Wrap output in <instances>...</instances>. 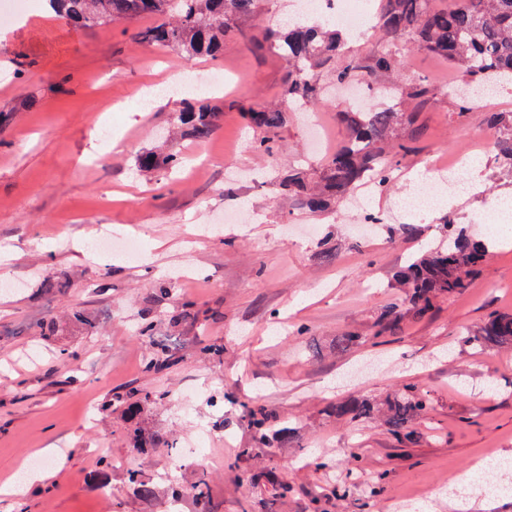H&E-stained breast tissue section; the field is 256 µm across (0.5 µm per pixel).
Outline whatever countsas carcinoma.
<instances>
[{
    "label": "carcinoma",
    "instance_id": "obj_1",
    "mask_svg": "<svg viewBox=\"0 0 512 512\" xmlns=\"http://www.w3.org/2000/svg\"><path fill=\"white\" fill-rule=\"evenodd\" d=\"M60 18L87 27L110 24L116 20L149 18L154 25L140 32L146 43L172 48L187 59L200 56L217 58L224 53V40L236 33L226 23L227 17L250 18L257 14L259 0H46ZM377 31L384 37L410 40L424 50L439 55L464 73L466 86L512 81V0H454L442 6L437 0H381ZM264 39L280 50L287 63L285 96L291 103L314 105L324 97V88L314 69L343 54L342 36L326 20H308L265 28ZM391 72L395 68L393 54L386 50L373 59L370 66L358 59L349 60L335 73L338 84L351 82L363 69ZM250 124L268 131L284 125L285 110L273 106L245 108ZM216 112L206 104H184L179 121L186 137L204 140L214 130ZM404 113L393 107L355 106L353 112H342L339 118L349 131L348 143L328 157L319 180L310 182L302 167L288 170L279 182L280 192L294 196L312 212H322L344 197L357 183L372 178L379 186L391 181L398 163L397 150L403 145L390 140L401 125ZM490 128L499 132L496 140L499 159L512 172V113L495 112ZM142 171L166 172L182 164L176 154L144 152L136 156ZM442 244L420 252L396 270L392 279L405 290V312L422 315L429 312L440 298L452 297L472 287L476 275L490 252V242L471 235L457 224L443 225ZM392 310L383 316L379 329L371 336L346 334L336 347L348 351L365 344H379V338L397 318ZM465 342L473 349L512 345V314H491L484 323L470 331ZM159 398L152 392L117 395L106 401L101 410L112 411L114 405L126 406L129 415L136 414L142 404ZM429 401L415 383H407L394 395L376 404L370 398H349L337 402L336 416L351 422L363 421L379 412L398 440L412 442L413 419L427 412ZM250 427L254 440L267 443L272 415L263 407L250 410ZM251 457V449L242 448L234 462L238 482L255 484L259 475L240 465ZM127 481L139 497L149 500L152 485L141 479L137 471L127 473ZM209 482L200 476L192 486L197 512H207Z\"/></svg>",
    "mask_w": 512,
    "mask_h": 512
}]
</instances>
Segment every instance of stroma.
Instances as JSON below:
<instances>
[{"mask_svg":"<svg viewBox=\"0 0 512 512\" xmlns=\"http://www.w3.org/2000/svg\"><path fill=\"white\" fill-rule=\"evenodd\" d=\"M291 3L260 0L256 16L237 23L243 37L215 59L142 42V20L87 28L58 18L46 0H28L15 16L0 12V112L11 115L0 127V279L12 282L0 288V485L32 453L48 457L54 472L21 495L0 494V512H169L173 486L191 487L202 475L209 512H450L446 486L465 479L470 512H512V495L483 492L512 482V471L470 480L485 452L512 459V348L476 351L461 341L490 313H512V240L492 238L488 223L497 201L512 197V176L490 150L479 159L475 191L449 195L423 216L398 208L409 176L429 158L487 132L490 113L512 112V83L463 114L449 93L463 78L458 68L405 40L350 38L349 55L363 62L385 50L396 59L393 72L359 76L380 90L373 106L403 104L416 115L402 128L406 151L391 184L366 202L384 224L358 236L348 205L313 213L279 194L290 167L320 169L344 145L346 102L331 97L319 108L323 153L309 151L302 112L270 132L272 156L251 149L260 132L243 110L283 103L287 72L277 51L255 43ZM218 67L228 85L189 96L218 114L206 140L178 129L180 100L138 111L143 87L185 68ZM417 76L431 80L420 104L406 99ZM107 118L127 149H104ZM143 151L188 159L159 177L137 171ZM238 208L243 220L228 223ZM447 222L491 241L473 288L399 319L380 345L337 351L338 337L373 335L383 314L402 309L390 275L438 245ZM407 224L416 234L404 232ZM108 234L136 239L138 259L104 255L95 240ZM49 321L47 337L41 326ZM148 321L152 336L138 335ZM300 326L306 335H297ZM160 343L174 362L146 371ZM213 345L221 355L209 354ZM409 381L430 400L411 424L415 443L398 442L381 420L355 425L329 412ZM135 389L162 399L132 419L119 409L100 413L111 396ZM256 405L276 427L292 426V437L271 448L255 443L248 411ZM202 430L206 459L180 458ZM157 435L176 447L139 457L136 468L155 491L147 502L120 462L136 440ZM248 446L262 476L251 486L231 467ZM104 456L115 463L105 499L90 481ZM377 480L383 490L374 496Z\"/></svg>","mask_w":512,"mask_h":512,"instance_id":"35a3bbf8","label":"stroma"}]
</instances>
